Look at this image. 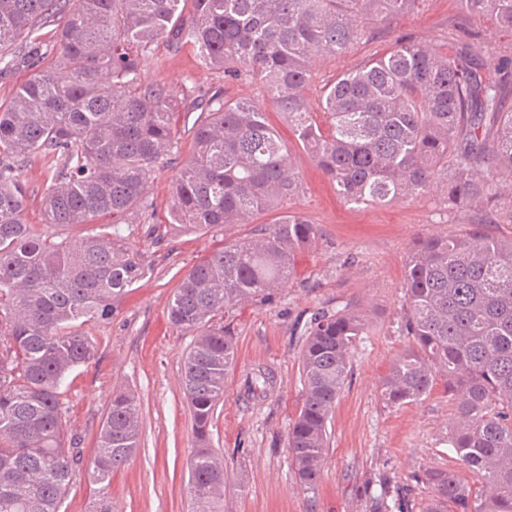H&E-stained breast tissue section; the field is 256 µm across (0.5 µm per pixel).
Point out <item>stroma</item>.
I'll return each mask as SVG.
<instances>
[{
    "label": "stroma",
    "instance_id": "35a3bbf8",
    "mask_svg": "<svg viewBox=\"0 0 512 512\" xmlns=\"http://www.w3.org/2000/svg\"><path fill=\"white\" fill-rule=\"evenodd\" d=\"M459 19L457 0H420L409 13L388 20L371 41L347 54L317 60L306 93L318 109L325 83L337 73L384 53L399 36L431 45L447 42ZM56 23L35 30L0 60V105L9 104L35 66L53 59ZM146 81L163 83L189 97L222 93L256 97L258 88L243 81L225 82L205 68L188 49L159 42L142 58ZM185 122L175 136L177 160L159 166L148 187L151 207L136 215L125 235L138 251L145 275L112 302L109 318L85 323L97 346L95 357L75 369L62 391L67 406L66 436L78 443L85 461L64 495L60 512H194L188 466L194 453V418L185 397L183 362L193 338L169 322L168 303L185 272L225 241L249 237L250 225L227 224L192 232L169 221L172 182L190 153ZM302 188L281 208L302 213L320 231L302 252L297 274L271 299L236 307L224 324L236 346L224 384V399L210 425L212 447L224 455L221 512H398L405 498L422 512L429 491L417 475L425 466L445 467L466 482L473 474L459 468L448 444L457 413L444 386L423 400L388 406L381 380L407 339L400 332L404 266L415 239L464 233L466 217L448 213L441 192L411 201L347 206L304 151H297ZM159 235H151L152 226ZM353 304L365 310L369 326L351 355L348 381L328 423L329 449L320 481L313 490L295 478L288 431L304 398L299 371V331L319 308ZM259 367L274 371L267 395L248 396L244 375ZM135 396L141 414L136 453L110 483H92L91 457L102 413L113 393Z\"/></svg>",
    "mask_w": 512,
    "mask_h": 512
}]
</instances>
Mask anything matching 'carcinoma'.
Returning <instances> with one entry per match:
<instances>
[{
    "instance_id": "cac0c4a2",
    "label": "carcinoma",
    "mask_w": 512,
    "mask_h": 512,
    "mask_svg": "<svg viewBox=\"0 0 512 512\" xmlns=\"http://www.w3.org/2000/svg\"><path fill=\"white\" fill-rule=\"evenodd\" d=\"M75 2V7L67 3ZM420 0H0V58L43 19L59 18L55 59L35 68L0 105V512H59L81 450L65 443L61 387L94 358L79 321L112 315V299L145 274L122 225L149 208L147 188L177 147L181 111L206 120L188 129L191 155L176 174L171 223L194 231L250 224L253 236L194 263L168 304L171 324L194 337L184 361L195 419L189 481L196 512L223 496L224 462L209 425L224 398L234 344L216 317L262 301L296 275L317 225L279 206L300 191L295 154L267 120L288 119L297 145L353 207L412 199L434 188L448 212L473 224H512V51L492 48L470 24L512 31V0H459L451 43L398 37L391 49L339 74L320 95L324 122L306 99L313 62L338 57ZM189 47L224 81H248L260 98L188 100L142 80L141 57L159 41ZM51 170L43 223L26 222L23 171ZM99 216L112 223L79 228ZM409 338L382 380L391 407L442 383L459 420L448 436L473 485L443 468L418 480L423 512H512V237L476 229L417 239L402 283ZM368 314L354 305L307 321L300 353L305 395L288 433L301 486L315 489L327 423L351 372V349ZM139 406L112 395L91 477L110 481L139 447Z\"/></svg>"
}]
</instances>
